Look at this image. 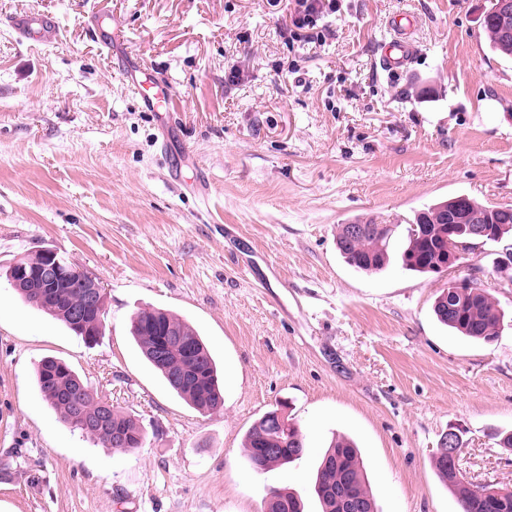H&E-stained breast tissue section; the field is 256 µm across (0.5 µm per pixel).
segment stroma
I'll use <instances>...</instances> for the list:
<instances>
[{
	"instance_id": "stroma-1",
	"label": "stroma",
	"mask_w": 512,
	"mask_h": 512,
	"mask_svg": "<svg viewBox=\"0 0 512 512\" xmlns=\"http://www.w3.org/2000/svg\"><path fill=\"white\" fill-rule=\"evenodd\" d=\"M321 46L285 40L294 0H0V274L51 250L106 295L96 344L0 277V512H264L271 492L320 512L317 468L353 439L377 512H458L435 468L449 428L477 484L512 487V285L501 244L470 255L509 321L494 341L440 324L447 275L403 268L406 222L467 195L512 204V61L489 46L491 0H339ZM51 16L58 35L20 36ZM412 12L411 60L380 63L387 23ZM248 78L225 80L230 68ZM154 71L159 125L128 79ZM394 224L367 275L338 225ZM163 308L204 338L224 405L201 413L145 362L134 314ZM65 360L146 432L128 453L62 422L35 383ZM282 408L304 436L258 473L245 435ZM18 25L24 35L33 40H46L56 33L55 21L43 14L30 13L20 19Z\"/></svg>"
}]
</instances>
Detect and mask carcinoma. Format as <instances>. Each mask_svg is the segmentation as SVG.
<instances>
[{"instance_id": "cac0c4a2", "label": "carcinoma", "mask_w": 512, "mask_h": 512, "mask_svg": "<svg viewBox=\"0 0 512 512\" xmlns=\"http://www.w3.org/2000/svg\"><path fill=\"white\" fill-rule=\"evenodd\" d=\"M491 48L512 56V39L499 37L494 18L483 20ZM473 211L492 220L489 241L512 234V205H487L469 199ZM444 200L414 214L407 231L408 243L402 253V265L419 274H441L448 269V239L458 243L478 241L468 225L455 224L448 230L442 223L447 213ZM395 224H366L364 232L351 237L347 225H338L336 246L353 268L373 273L389 264L388 245ZM28 272L43 270L46 260L31 252L17 261ZM89 286L70 276L58 280L55 295L43 289L42 279L31 278L19 295L28 304L62 321L71 331L90 343L101 335L106 307L90 308L84 300ZM437 319L459 334L484 342L494 340L504 320L498 302L488 293L463 300H448L440 294L434 303ZM132 335L146 361L163 377L169 387L199 411H213L223 404L217 364L198 332L187 322L164 309L139 311L131 322ZM36 381L42 398L58 412L64 423L81 431L104 448L133 452L142 447L144 434L138 424L104 402L64 361L43 358L36 368ZM247 463L255 471L284 465L301 458L304 440L298 427L273 409L256 421L246 434ZM435 467L448 484L459 512H512V491L494 484L477 486L452 472L449 457H436ZM315 493L321 512H376L375 499L368 482L359 449L347 439L334 442L318 466ZM266 512H304L298 495L290 491L272 493Z\"/></svg>"}]
</instances>
